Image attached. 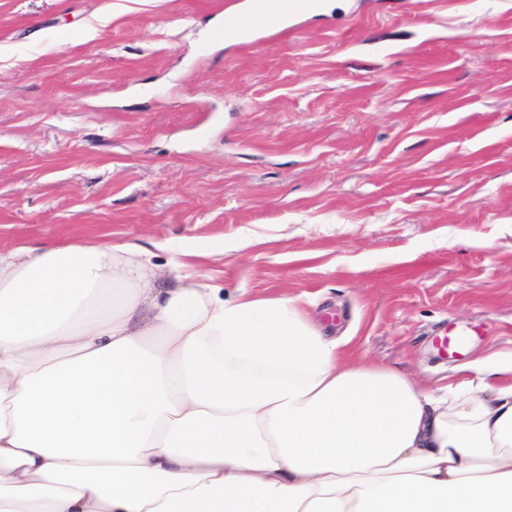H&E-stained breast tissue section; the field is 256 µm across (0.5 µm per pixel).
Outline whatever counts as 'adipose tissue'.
Instances as JSON below:
<instances>
[{"label":"adipose tissue","instance_id":"adipose-tissue-1","mask_svg":"<svg viewBox=\"0 0 512 512\" xmlns=\"http://www.w3.org/2000/svg\"><path fill=\"white\" fill-rule=\"evenodd\" d=\"M425 388L135 246L0 251V512H512V385Z\"/></svg>","mask_w":512,"mask_h":512}]
</instances>
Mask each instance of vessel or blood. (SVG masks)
<instances>
[{
    "mask_svg": "<svg viewBox=\"0 0 512 512\" xmlns=\"http://www.w3.org/2000/svg\"><path fill=\"white\" fill-rule=\"evenodd\" d=\"M311 0H283L273 7L270 0H247L245 6L224 13L218 34L227 42H253L270 29L287 25L291 16L309 8ZM467 329H449L437 336L440 350L455 356L466 347Z\"/></svg>",
    "mask_w": 512,
    "mask_h": 512,
    "instance_id": "b4317fda",
    "label": "vessel or blood"
}]
</instances>
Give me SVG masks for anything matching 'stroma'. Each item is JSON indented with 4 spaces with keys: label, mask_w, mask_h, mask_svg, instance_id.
I'll use <instances>...</instances> for the list:
<instances>
[{
    "label": "stroma",
    "mask_w": 512,
    "mask_h": 512,
    "mask_svg": "<svg viewBox=\"0 0 512 512\" xmlns=\"http://www.w3.org/2000/svg\"><path fill=\"white\" fill-rule=\"evenodd\" d=\"M236 2L0 0V250L175 254L430 387L512 359V0H323L248 46ZM470 333L466 328L459 330L448 329L436 336V342L440 350L448 356H456L466 347Z\"/></svg>",
    "instance_id": "stroma-1"
}]
</instances>
